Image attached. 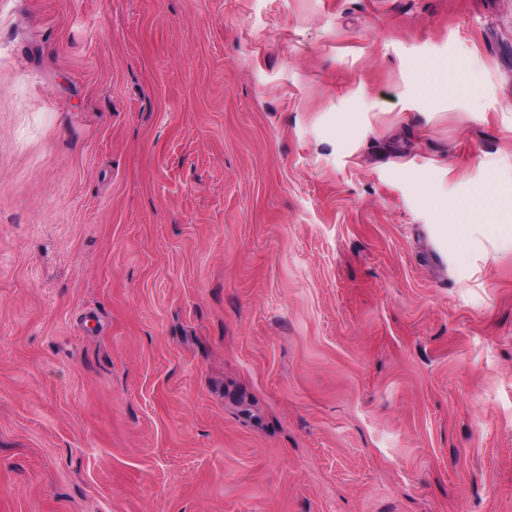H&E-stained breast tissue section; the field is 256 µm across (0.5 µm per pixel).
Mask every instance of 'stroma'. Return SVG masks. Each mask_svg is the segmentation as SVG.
I'll list each match as a JSON object with an SVG mask.
<instances>
[{
	"label": "stroma",
	"mask_w": 512,
	"mask_h": 512,
	"mask_svg": "<svg viewBox=\"0 0 512 512\" xmlns=\"http://www.w3.org/2000/svg\"><path fill=\"white\" fill-rule=\"evenodd\" d=\"M511 220L512 0H0V512H512ZM476 222V212L471 206H462L459 210L458 224L441 225L440 230L448 236V228L456 240L467 237L472 225Z\"/></svg>",
	"instance_id": "1"
}]
</instances>
